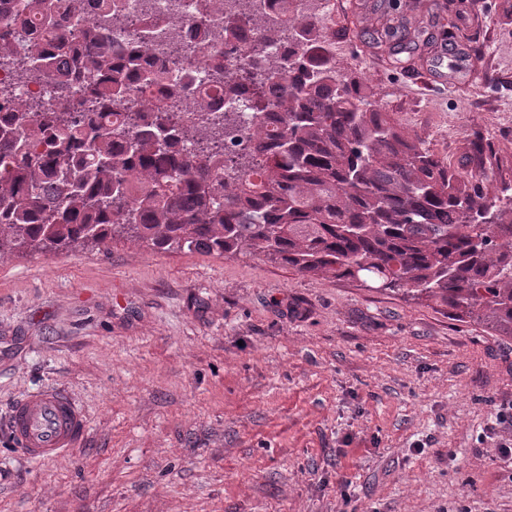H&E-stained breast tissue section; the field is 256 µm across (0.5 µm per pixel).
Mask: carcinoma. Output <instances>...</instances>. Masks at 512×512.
Instances as JSON below:
<instances>
[{"label": "carcinoma", "instance_id": "1", "mask_svg": "<svg viewBox=\"0 0 512 512\" xmlns=\"http://www.w3.org/2000/svg\"><path fill=\"white\" fill-rule=\"evenodd\" d=\"M73 5L58 28L48 0H18L0 13V65L48 83L68 73L50 106L34 97L0 112V261L11 254L106 249L125 238L151 249L219 254L248 250L302 276L405 289L458 318L512 337V177L490 138L470 141L462 173L410 137L374 93L343 73L325 20L281 2L291 40L234 69L217 48L209 82L224 111L185 117L181 79L170 101H151L141 49L112 41V12ZM203 36L237 27L206 0ZM255 41L276 39L263 0H244ZM165 31L170 55L192 44ZM420 38L421 28L383 26Z\"/></svg>", "mask_w": 512, "mask_h": 512}]
</instances>
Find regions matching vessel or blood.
<instances>
[{"instance_id":"vessel-or-blood-1","label":"vessel or blood","mask_w":512,"mask_h":512,"mask_svg":"<svg viewBox=\"0 0 512 512\" xmlns=\"http://www.w3.org/2000/svg\"><path fill=\"white\" fill-rule=\"evenodd\" d=\"M86 429L83 409L66 391L54 386L18 399L5 423L11 443L32 461L68 455Z\"/></svg>"}]
</instances>
